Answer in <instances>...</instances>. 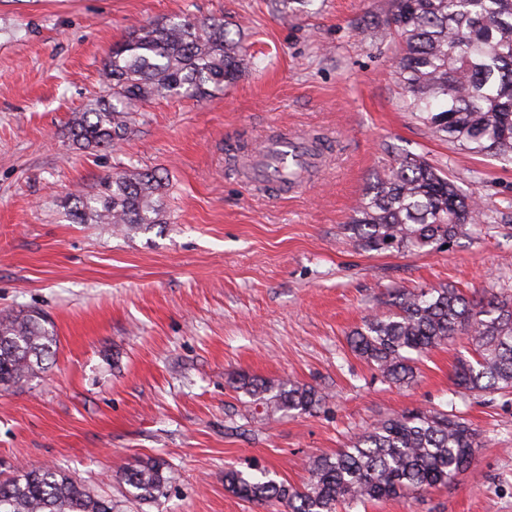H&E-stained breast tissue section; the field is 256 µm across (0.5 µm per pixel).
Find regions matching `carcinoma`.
Segmentation results:
<instances>
[{"label":"carcinoma","mask_w":512,"mask_h":512,"mask_svg":"<svg viewBox=\"0 0 512 512\" xmlns=\"http://www.w3.org/2000/svg\"><path fill=\"white\" fill-rule=\"evenodd\" d=\"M384 31L398 42L395 68L412 112L442 140L469 152L512 160V0H391ZM247 67L240 42L224 19L204 24L184 16L130 31L103 62L102 95L73 118V143L108 148L127 135L137 104L156 95L204 99L238 82ZM162 178L134 171L109 179L98 198L74 196L69 216L81 224H162L155 196ZM482 205L421 155L393 160L359 201L351 239L368 251H419L457 238L476 224ZM464 334L471 358L453 384L465 391L512 390V301L488 289L467 297L458 288H419L393 294L392 309L367 317L348 337L350 349L389 382L413 377L414 356ZM56 336L37 311L0 317V387L21 385L45 370ZM232 387L262 408L306 412L325 401L315 388L239 375ZM481 433L444 410H412L375 423L332 456L316 457L301 487L265 470L224 471L238 497L279 504L281 512H336L341 504L420 495L448 485L473 461ZM130 495L157 502L172 483L165 463L140 461L123 471ZM0 512H112V501L54 466L22 469L0 483Z\"/></svg>","instance_id":"cac0c4a2"}]
</instances>
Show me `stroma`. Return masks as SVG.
<instances>
[{
	"label": "stroma",
	"instance_id": "stroma-1",
	"mask_svg": "<svg viewBox=\"0 0 512 512\" xmlns=\"http://www.w3.org/2000/svg\"><path fill=\"white\" fill-rule=\"evenodd\" d=\"M389 0H0V315L45 313L57 348L37 378L0 389V479L55 465L114 512H275L224 487L255 464L291 485L379 420L413 408L465 418L485 443L448 486L337 512H512V393L452 384L466 337L385 381L349 333L395 290L452 284L512 298V163L455 148L407 109ZM187 15L223 19L249 63L197 101L141 104L125 140L74 149L72 117L100 95L99 71L127 32ZM323 137L315 184L252 185L245 160L277 132ZM240 145L237 160L227 149ZM425 156L478 199L481 224L448 248L377 254L345 226L390 162ZM156 170L165 223L116 231L71 223L67 196ZM294 380L319 409L250 420L229 387ZM164 461L165 498H132L120 474Z\"/></svg>",
	"mask_w": 512,
	"mask_h": 512
}]
</instances>
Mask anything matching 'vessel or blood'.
<instances>
[{"label":"vessel or blood","instance_id":"b4317fda","mask_svg":"<svg viewBox=\"0 0 512 512\" xmlns=\"http://www.w3.org/2000/svg\"><path fill=\"white\" fill-rule=\"evenodd\" d=\"M272 156L287 167L288 178L296 188L306 184L322 162L321 153L312 149L309 138L294 134L277 135L264 151L250 156L248 160L251 177L255 182L266 180V164Z\"/></svg>","mask_w":512,"mask_h":512}]
</instances>
